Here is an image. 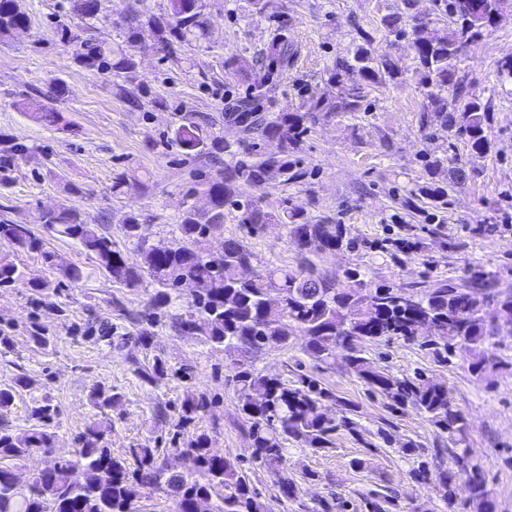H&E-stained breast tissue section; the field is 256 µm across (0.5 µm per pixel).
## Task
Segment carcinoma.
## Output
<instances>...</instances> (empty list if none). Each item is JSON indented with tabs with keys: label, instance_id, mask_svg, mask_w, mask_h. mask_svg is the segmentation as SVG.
Masks as SVG:
<instances>
[{
	"label": "carcinoma",
	"instance_id": "cac0c4a2",
	"mask_svg": "<svg viewBox=\"0 0 512 512\" xmlns=\"http://www.w3.org/2000/svg\"><path fill=\"white\" fill-rule=\"evenodd\" d=\"M503 2L446 0L449 24L442 28L437 20L412 14H388L380 20L387 35L411 36L416 70L430 104L420 116L421 125L464 139L477 154L488 152L492 145L488 108L473 98L460 108L450 109L445 92L451 87L461 91L457 62L481 30L495 24ZM210 7V0H168V9L157 15L146 0H135L126 22L125 48H115L107 40L83 38L66 25L63 31L75 45L77 61L83 67L105 76L127 74L137 68L134 48L139 28L149 27L159 50L178 61L185 48L207 40L206 11ZM70 10L91 25L99 19L101 0H70ZM268 21L272 27L269 47L254 62L244 64L247 96L225 113L227 121L242 126L247 146L239 158L200 176L197 186L208 198L209 208L200 211L190 205L183 210L177 224L179 246L147 243L140 235L138 218L131 217L123 225L124 236L140 256L139 262L131 264L110 236L68 208L42 213L40 223L78 241L112 282L138 288L149 279L155 285L151 299L154 310L168 308L173 294L185 285H200L188 311L173 315L172 326L187 334L198 332L205 344L238 354L233 380L253 458L273 471L282 497L294 501L298 486L288 474L287 444L297 442L319 451L333 447L336 431L341 428L359 435L357 407L338 398L314 377L300 374L295 380H283L264 374L247 363L250 356L287 346L297 329L306 336L305 352L314 360L323 363L342 351L350 372L387 399L391 410L414 409L454 442L467 434L469 422L453 404L448 387L421 372L405 377L390 375L365 356V349L382 340L418 341L441 363L457 355L467 359L468 370L478 378L509 373L512 362L490 351L494 332L486 314L491 307L493 320L511 324L512 293L500 296L488 292L480 274L472 276L467 288L446 283L417 292L374 285L358 268L346 270L342 281L307 268L265 265L256 270L254 253L234 237L224 240L219 253L209 249V237L223 226L226 210L239 212L240 223L253 230L273 221L284 225L301 255L334 252L350 245L343 225L311 216L287 197L281 200L277 213H269L257 201L240 195L239 187L305 183L310 173L303 167L300 154L311 131L333 116L361 109V88L346 84L349 73L358 70L369 84L383 78L396 81L402 76L388 55L368 48L371 39L366 36L364 43L350 55L336 58L329 69L328 84L335 92L311 94L291 112H273L264 106V90L282 77L296 49L287 20L273 15ZM28 26L29 17L19 0H0V40ZM172 142L187 153L209 150L206 133L195 122L177 127ZM444 163L442 158L425 163L430 183L423 194L441 204L448 197V185L467 177L464 168H448ZM2 241L19 251L39 253L47 266L58 265V256L45 250L24 224L0 223ZM24 278L23 269L0 256V288ZM169 372L167 360L156 355L142 378L156 385L168 379ZM27 383V377L21 375L14 385L0 387V461L20 464L40 454L47 462L31 474L24 495L14 489L12 468L0 465V512H138L140 499L153 490L166 492L174 500L176 512H265L251 475L213 447L208 433L187 434V429L209 411L211 401L206 396L189 390L176 408L171 442L181 446L188 463L186 470L174 471L164 466L159 449L148 445L139 444L122 456L112 455L104 445L103 431L95 426L79 436L74 457H56L51 427L58 409L51 399L45 397L31 408L33 424L27 429L17 431L6 421L16 389ZM119 400L118 394L102 388L91 398L102 410L114 407ZM331 406L336 407V413H330ZM377 436L385 444L399 443V450L414 458L410 478L433 483L444 502L454 504L457 492L463 490L476 512H495L479 464L465 462L450 448L453 465L432 466L425 460L424 449L413 442L400 443L382 428ZM363 504L366 512H390L397 507L395 497L379 493L363 497Z\"/></svg>",
	"mask_w": 512,
	"mask_h": 512
}]
</instances>
